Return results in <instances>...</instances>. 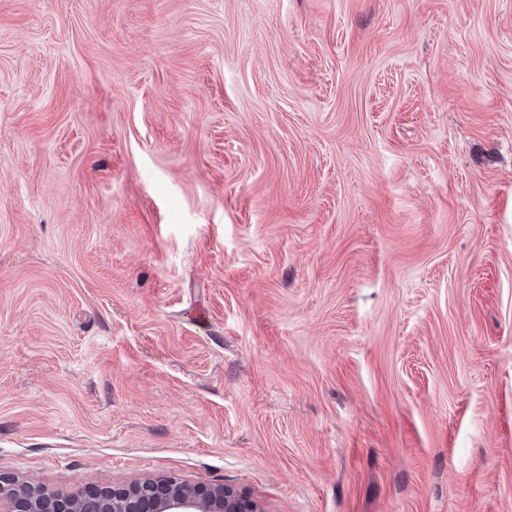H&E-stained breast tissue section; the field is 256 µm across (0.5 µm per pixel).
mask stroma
Returning a JSON list of instances; mask_svg holds the SVG:
<instances>
[{
  "label": "stroma",
  "instance_id": "1",
  "mask_svg": "<svg viewBox=\"0 0 512 512\" xmlns=\"http://www.w3.org/2000/svg\"><path fill=\"white\" fill-rule=\"evenodd\" d=\"M512 512V0H0V477Z\"/></svg>",
  "mask_w": 512,
  "mask_h": 512
}]
</instances>
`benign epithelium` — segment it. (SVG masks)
I'll return each mask as SVG.
<instances>
[{"label": "benign epithelium", "mask_w": 512, "mask_h": 512, "mask_svg": "<svg viewBox=\"0 0 512 512\" xmlns=\"http://www.w3.org/2000/svg\"><path fill=\"white\" fill-rule=\"evenodd\" d=\"M0 512H256V506L232 487L189 485L169 477L120 489L89 486L82 491L80 510L70 495L26 483L5 494Z\"/></svg>", "instance_id": "7a95c632"}]
</instances>
